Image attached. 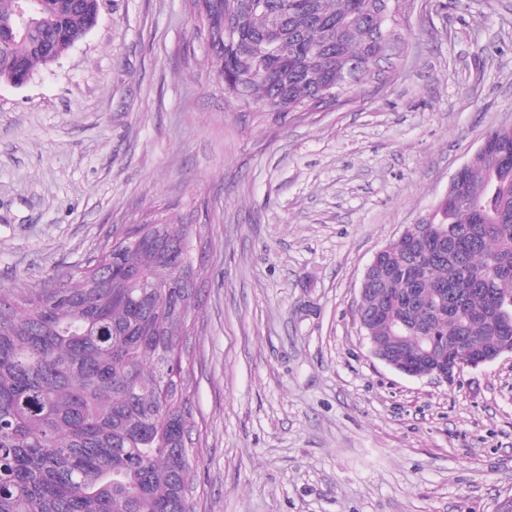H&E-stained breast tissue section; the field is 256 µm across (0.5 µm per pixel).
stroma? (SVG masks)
I'll list each match as a JSON object with an SVG mask.
<instances>
[{
    "label": "stroma",
    "mask_w": 512,
    "mask_h": 512,
    "mask_svg": "<svg viewBox=\"0 0 512 512\" xmlns=\"http://www.w3.org/2000/svg\"><path fill=\"white\" fill-rule=\"evenodd\" d=\"M191 0H100L0 83V288L82 266L113 227L205 224L186 367L193 512H495L512 496V356L453 381L374 357L375 253L512 126V0H402L400 52L350 102L228 97Z\"/></svg>",
    "instance_id": "obj_1"
}]
</instances>
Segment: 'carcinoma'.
I'll return each instance as SVG.
<instances>
[{
  "mask_svg": "<svg viewBox=\"0 0 512 512\" xmlns=\"http://www.w3.org/2000/svg\"><path fill=\"white\" fill-rule=\"evenodd\" d=\"M284 16L288 57L260 70L271 16L250 0H215L238 34L197 25L220 62L224 91L249 82L251 102L280 94L289 112H312L322 89L379 77L382 43L397 19L384 0H268ZM19 0H0V81L65 55L95 26L99 0H36L16 28ZM486 139L454 200L414 225L411 250L381 255L400 271L366 293L377 348L435 361L462 347L482 352L512 336L495 315L512 304V131ZM144 244L114 236L75 271L39 287L0 289V512H192L196 423L184 372L196 294L195 247L204 224H135ZM411 268L419 276L409 299ZM404 320L406 328L394 324Z\"/></svg>",
  "mask_w": 512,
  "mask_h": 512,
  "instance_id": "obj_1",
  "label": "carcinoma"
}]
</instances>
